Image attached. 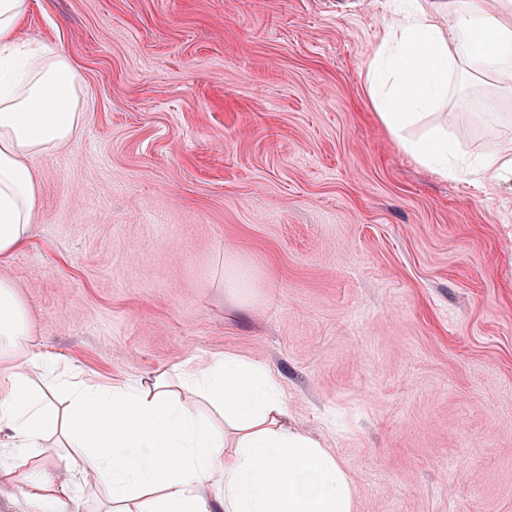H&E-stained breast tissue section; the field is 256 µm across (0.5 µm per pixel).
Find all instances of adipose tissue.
Returning a JSON list of instances; mask_svg holds the SVG:
<instances>
[{"label":"adipose tissue","mask_w":512,"mask_h":512,"mask_svg":"<svg viewBox=\"0 0 512 512\" xmlns=\"http://www.w3.org/2000/svg\"><path fill=\"white\" fill-rule=\"evenodd\" d=\"M30 7L0 0V259L36 222L34 160L85 120L72 60L55 46L30 54L18 36ZM464 70L512 80V0H400L368 67L378 119L445 179L464 157L431 117ZM28 336L26 311L0 279V457L11 488L42 512L73 497L75 476L51 463L60 448L91 477L101 512H354L348 472L320 440L286 424L287 398L262 363L228 353L135 384L67 374L60 408L35 382L55 361Z\"/></svg>","instance_id":"ef3b65f1"}]
</instances>
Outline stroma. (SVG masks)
I'll list each match as a JSON object with an SVG mask.
<instances>
[{"mask_svg":"<svg viewBox=\"0 0 512 512\" xmlns=\"http://www.w3.org/2000/svg\"><path fill=\"white\" fill-rule=\"evenodd\" d=\"M391 0H31L84 125L0 260L31 342L99 382L235 353L324 440L356 512H512V180L416 163L370 106ZM460 149L512 136V90Z\"/></svg>","mask_w":512,"mask_h":512,"instance_id":"obj_1","label":"stroma"}]
</instances>
